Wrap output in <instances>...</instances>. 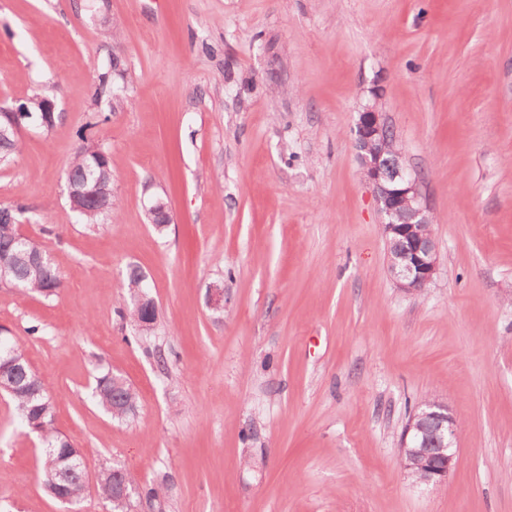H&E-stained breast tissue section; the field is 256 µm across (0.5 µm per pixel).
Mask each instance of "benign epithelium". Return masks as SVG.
I'll list each match as a JSON object with an SVG mask.
<instances>
[{"instance_id": "7a95c632", "label": "benign epithelium", "mask_w": 512, "mask_h": 512, "mask_svg": "<svg viewBox=\"0 0 512 512\" xmlns=\"http://www.w3.org/2000/svg\"><path fill=\"white\" fill-rule=\"evenodd\" d=\"M0 138L15 136L27 114L6 109L0 114ZM387 128L380 108V94L362 107L356 123V146L365 179L373 187L383 232L389 250V271L397 288L418 294L432 282L438 270V253L430 225L429 206L418 178L405 166L402 154L387 156L383 132ZM153 224L171 223L166 204L158 200L147 210ZM458 421L448 405L431 399L423 402L409 418L400 440L401 448H411L421 467L414 485L437 487L444 484L453 469L455 454L450 452L457 436ZM129 483L118 480L112 491V504L118 512L130 507Z\"/></svg>"}]
</instances>
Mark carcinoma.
I'll return each mask as SVG.
<instances>
[{
  "mask_svg": "<svg viewBox=\"0 0 512 512\" xmlns=\"http://www.w3.org/2000/svg\"><path fill=\"white\" fill-rule=\"evenodd\" d=\"M99 174L95 155L89 148L81 145L76 148L74 158L67 173L68 181L76 185H92L94 176ZM21 209L0 207V256L9 254L12 257L11 273L7 281L20 287L23 292L36 293L44 298H51L58 294L63 286V275L56 265L45 269L32 267L24 256L27 248L36 247L32 241L23 245L16 240V225ZM112 213L107 209L105 213L97 211L96 202L87 199L77 211L79 219L89 225L99 223L105 214ZM127 297L124 305L131 318H136L142 303H153L152 298L146 297V277L137 266H130L126 272ZM8 348L13 357L21 360L22 368L14 370L0 366V379L12 386V391L6 392L14 402L15 409L24 427H29V419L37 420L38 435L43 443V456L41 467L44 476L45 490L52 496L64 494L78 502L85 497L88 489L81 477V472L62 476L65 452L74 448V445L56 428L55 404L43 380L24 360V352L20 343L8 338L6 346L0 345V352ZM95 403L107 413H112V405L121 400L131 405V409L120 415L126 419L135 414L137 410V396L132 387L121 377L107 371L102 373L96 381L93 392ZM115 473L113 467L100 468L96 481V493L103 501L111 502L112 482Z\"/></svg>",
  "mask_w": 512,
  "mask_h": 512,
  "instance_id": "carcinoma-1",
  "label": "carcinoma"
}]
</instances>
